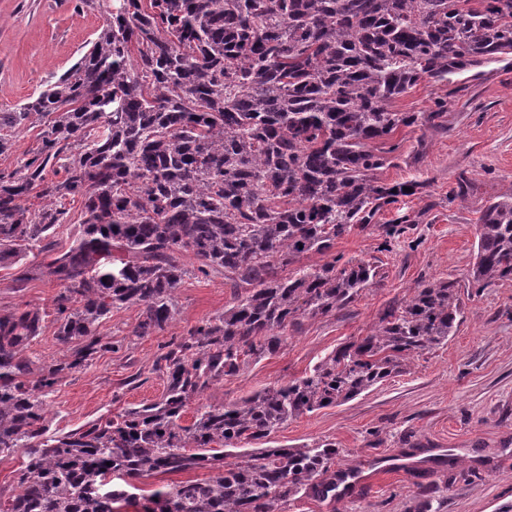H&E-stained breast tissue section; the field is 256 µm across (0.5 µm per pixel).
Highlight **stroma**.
Instances as JSON below:
<instances>
[{"mask_svg": "<svg viewBox=\"0 0 512 512\" xmlns=\"http://www.w3.org/2000/svg\"><path fill=\"white\" fill-rule=\"evenodd\" d=\"M106 15L79 10L73 0H0V109L23 103L50 77L69 71ZM448 100L443 127L400 128L388 183L427 181L425 192L399 198L376 222L337 241L343 259L378 265L380 281L360 291L347 309L303 320L276 353L250 362L238 375L215 381L187 409L232 403L302 376L340 344L366 335L380 312L408 298L414 286L459 283L461 320L447 343L425 350L405 370L340 406L290 420L272 446L330 441L336 469L356 473L335 496L299 494L283 512H512V282L468 285L477 224L492 197L512 191V63L492 62L449 77L419 82L396 99L399 112L429 111ZM473 190L454 201L459 178ZM407 218L399 239L381 227ZM189 273L177 290V314L154 335L132 328L138 310L113 309L97 327L112 345L71 373L45 399L51 432L62 434L124 408L157 400L166 378L154 364L161 344L221 316L231 302L222 277ZM17 267L0 266V310L30 305L44 314V331L30 345L32 360L62 356L56 335L57 282H19Z\"/></svg>", "mask_w": 512, "mask_h": 512, "instance_id": "1", "label": "stroma"}]
</instances>
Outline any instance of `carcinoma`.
<instances>
[{"label": "carcinoma", "instance_id": "1", "mask_svg": "<svg viewBox=\"0 0 512 512\" xmlns=\"http://www.w3.org/2000/svg\"><path fill=\"white\" fill-rule=\"evenodd\" d=\"M509 52L512 0H119L70 72L0 110V155L20 127L45 126L23 166L0 170V265L52 241L64 223L58 201L78 196L84 209L80 237L40 266L61 286L66 353L36 363L25 350L43 333L40 309L0 312V455L26 457L20 492L0 499V512H282L303 491L328 497L335 444L269 448V437L448 342L456 282L417 286L300 377L182 418L212 382L275 353L288 328L376 284L364 260L299 262L427 187L385 183L378 171L399 149L387 144L396 131L435 126L448 100L430 112H397L394 101L425 78L446 81ZM185 254L201 275L224 276L231 303L161 345L160 400L49 434L44 397L112 350L100 319L134 305L138 337L173 319ZM505 281L512 193L483 211L468 279ZM240 443L253 448L224 462V448ZM197 469L211 474L142 498L106 482Z\"/></svg>", "mask_w": 512, "mask_h": 512}]
</instances>
